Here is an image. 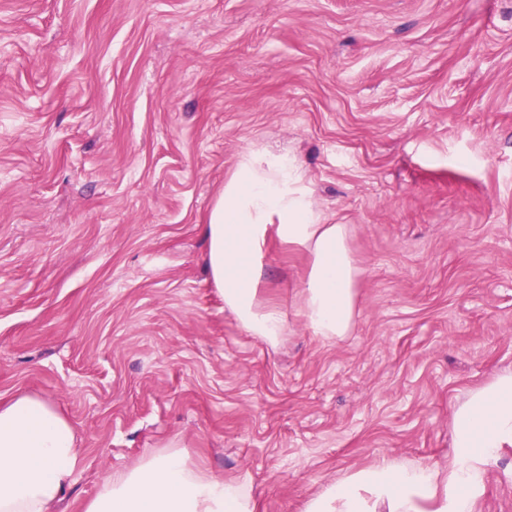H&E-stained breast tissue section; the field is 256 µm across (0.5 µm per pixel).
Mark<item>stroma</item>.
Here are the masks:
<instances>
[{
    "mask_svg": "<svg viewBox=\"0 0 512 512\" xmlns=\"http://www.w3.org/2000/svg\"><path fill=\"white\" fill-rule=\"evenodd\" d=\"M296 157L349 227L358 318L301 315L264 247L251 336L201 226L241 154ZM512 369V0H0V399L53 401L83 465L57 512L170 448L301 512L388 458L443 465L449 416ZM481 512H512V449Z\"/></svg>",
    "mask_w": 512,
    "mask_h": 512,
    "instance_id": "1",
    "label": "stroma"
}]
</instances>
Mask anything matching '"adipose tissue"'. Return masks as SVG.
Returning <instances> with one entry per match:
<instances>
[{"label": "adipose tissue", "mask_w": 512, "mask_h": 512, "mask_svg": "<svg viewBox=\"0 0 512 512\" xmlns=\"http://www.w3.org/2000/svg\"><path fill=\"white\" fill-rule=\"evenodd\" d=\"M201 231L211 280L250 335L275 348L285 332L281 312L259 299L271 232L310 257L300 312L312 334L340 342L352 333L360 270L348 227L324 223L294 157L244 153ZM450 428L447 464L385 458L327 484L303 512H479L492 467L512 447V369L470 390ZM82 463L77 430L51 401L19 394L0 402V512H52ZM85 512H255V501L246 484L216 480L171 448L107 480Z\"/></svg>", "instance_id": "ef3b65f1"}]
</instances>
